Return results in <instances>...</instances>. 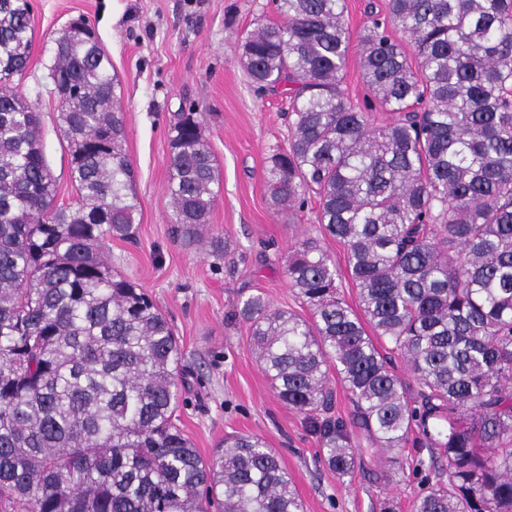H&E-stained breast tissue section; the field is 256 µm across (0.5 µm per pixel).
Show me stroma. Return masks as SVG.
<instances>
[{
    "label": "stroma",
    "instance_id": "obj_1",
    "mask_svg": "<svg viewBox=\"0 0 512 512\" xmlns=\"http://www.w3.org/2000/svg\"><path fill=\"white\" fill-rule=\"evenodd\" d=\"M34 31L19 90L41 114L44 148L57 203L76 193L58 125L59 101L46 75L52 40L67 22L85 16L112 60L125 113L126 154L137 170L136 239L107 240L113 270L140 284L171 321L183 353L179 424L203 458L224 436L251 434L279 453L303 512H380L394 500L410 512L418 491L411 471H396L384 452L369 450L351 479L318 457V443L299 413L284 407L249 345V327L236 314L239 296L261 289L271 306L308 316L290 288L284 259L318 234L314 195L303 209L280 213L263 179L267 157L286 147L289 103L257 89L239 58V45L257 19L276 20L273 0H31ZM203 118L202 133L221 170L209 215L226 238L222 256L170 233L167 212L169 130L177 113Z\"/></svg>",
    "mask_w": 512,
    "mask_h": 512
}]
</instances>
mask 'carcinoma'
Returning <instances> with one entry per match:
<instances>
[{
    "label": "carcinoma",
    "instance_id": "carcinoma-1",
    "mask_svg": "<svg viewBox=\"0 0 512 512\" xmlns=\"http://www.w3.org/2000/svg\"><path fill=\"white\" fill-rule=\"evenodd\" d=\"M242 45L247 73L293 103L267 158L271 206L319 197L320 233L346 247L363 316L338 293L320 238L284 260L312 318L241 296L238 317L280 402L319 457L354 477L364 448H426L411 512H512V0H387L352 33L345 0H274ZM30 0H0V512H302L279 454L249 434L203 459L177 424L184 373L173 326L117 273L135 170L119 80L91 22L58 32L48 67L77 198L56 203L40 113L16 87ZM407 37L398 41L393 32ZM393 119L342 89L352 43ZM198 112L170 129L169 223L209 238L220 176ZM368 322L374 335L363 325ZM416 386L406 392L392 359ZM341 378L356 406L330 415Z\"/></svg>",
    "mask_w": 512,
    "mask_h": 512
}]
</instances>
